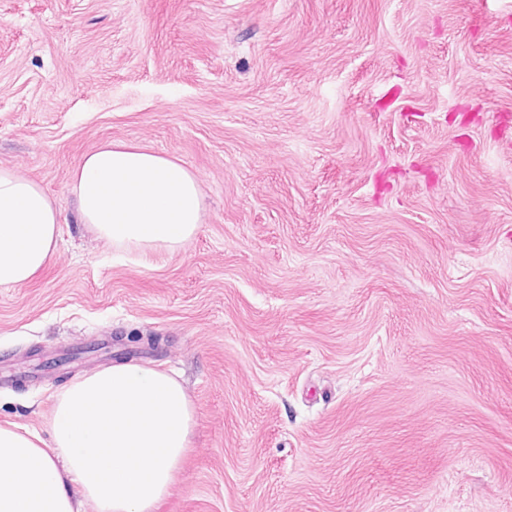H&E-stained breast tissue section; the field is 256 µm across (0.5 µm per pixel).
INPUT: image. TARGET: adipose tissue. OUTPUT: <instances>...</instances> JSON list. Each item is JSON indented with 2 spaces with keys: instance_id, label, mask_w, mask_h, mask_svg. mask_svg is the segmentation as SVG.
<instances>
[{
  "instance_id": "obj_1",
  "label": "adipose tissue",
  "mask_w": 512,
  "mask_h": 512,
  "mask_svg": "<svg viewBox=\"0 0 512 512\" xmlns=\"http://www.w3.org/2000/svg\"><path fill=\"white\" fill-rule=\"evenodd\" d=\"M79 223L113 247L180 250L203 222L199 177L180 160L124 141L70 171ZM60 212L35 181L0 166V285L30 281L58 247ZM196 412L182 383L117 363L57 395L50 442L0 427V512H156L179 471Z\"/></svg>"
}]
</instances>
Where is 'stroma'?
<instances>
[{
    "label": "stroma",
    "mask_w": 512,
    "mask_h": 512,
    "mask_svg": "<svg viewBox=\"0 0 512 512\" xmlns=\"http://www.w3.org/2000/svg\"><path fill=\"white\" fill-rule=\"evenodd\" d=\"M106 141L198 175L182 249L76 222ZM0 165L65 217L1 426L150 363L196 410L157 512H512V0H0Z\"/></svg>",
    "instance_id": "obj_1"
}]
</instances>
